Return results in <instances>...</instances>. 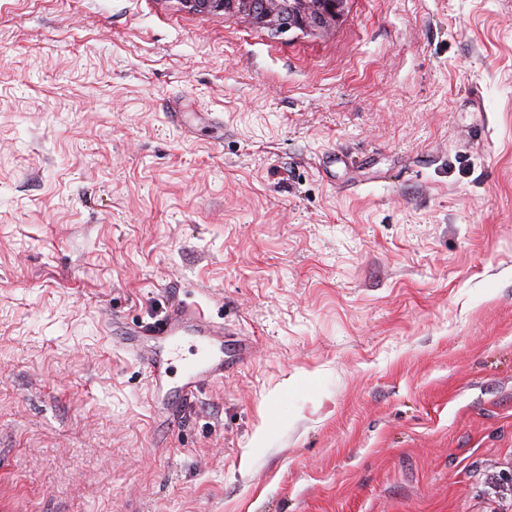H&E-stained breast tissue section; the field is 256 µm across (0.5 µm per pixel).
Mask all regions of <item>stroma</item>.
I'll return each instance as SVG.
<instances>
[{
  "label": "stroma",
  "mask_w": 512,
  "mask_h": 512,
  "mask_svg": "<svg viewBox=\"0 0 512 512\" xmlns=\"http://www.w3.org/2000/svg\"><path fill=\"white\" fill-rule=\"evenodd\" d=\"M239 360L176 415L121 328ZM512 0L326 34L0 0V512H512ZM136 332V336H152L164 343L158 352L151 347L137 349L139 361L153 387L162 382L167 361L180 336H196L198 358L186 370L180 408L191 404L206 384L224 379V372L234 362L224 360V324L212 321L199 307L172 304L161 319Z\"/></svg>",
  "instance_id": "stroma-1"
}]
</instances>
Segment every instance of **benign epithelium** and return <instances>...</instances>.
Listing matches in <instances>:
<instances>
[{"label":"benign epithelium","mask_w":512,"mask_h":512,"mask_svg":"<svg viewBox=\"0 0 512 512\" xmlns=\"http://www.w3.org/2000/svg\"><path fill=\"white\" fill-rule=\"evenodd\" d=\"M189 11L222 12L224 0H181ZM347 0H233L236 15L250 25L271 31L329 30L345 10Z\"/></svg>","instance_id":"benign-epithelium-1"}]
</instances>
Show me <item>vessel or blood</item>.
Masks as SVG:
<instances>
[{
	"instance_id": "1",
	"label": "vessel or blood",
	"mask_w": 512,
	"mask_h": 512,
	"mask_svg": "<svg viewBox=\"0 0 512 512\" xmlns=\"http://www.w3.org/2000/svg\"><path fill=\"white\" fill-rule=\"evenodd\" d=\"M141 335L162 340L164 346L156 350L142 347L139 361L151 384L161 383L171 349L180 336H195L198 358L189 366L181 388V406H188L208 383L223 379L229 363L224 358V326L212 321L202 309L182 303L169 306L164 316L141 328Z\"/></svg>"
}]
</instances>
